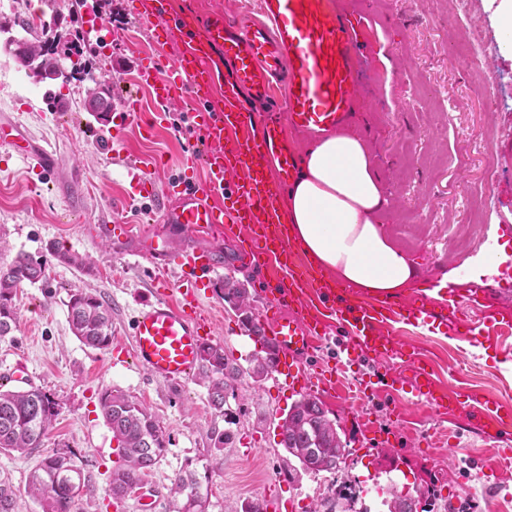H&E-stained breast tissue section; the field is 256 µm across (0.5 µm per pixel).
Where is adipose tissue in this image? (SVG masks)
Instances as JSON below:
<instances>
[{"label": "adipose tissue", "mask_w": 512, "mask_h": 512, "mask_svg": "<svg viewBox=\"0 0 512 512\" xmlns=\"http://www.w3.org/2000/svg\"><path fill=\"white\" fill-rule=\"evenodd\" d=\"M281 205L292 239L313 266L378 298L415 282L414 261L380 219L386 200L357 134L338 131L307 146Z\"/></svg>", "instance_id": "1"}]
</instances>
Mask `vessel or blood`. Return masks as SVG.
I'll list each match as a JSON object with an SVG mask.
<instances>
[{"label": "vessel or blood", "instance_id": "vessel-or-blood-1", "mask_svg": "<svg viewBox=\"0 0 512 512\" xmlns=\"http://www.w3.org/2000/svg\"><path fill=\"white\" fill-rule=\"evenodd\" d=\"M366 30L365 14L343 12L335 0H258L256 11L215 19L200 44L192 19L162 22L151 34L157 51L138 72L139 84L152 89L157 105L177 96L200 105L211 97L216 74L210 49H219L231 68L223 111L194 114L205 150L186 156L183 167H203L204 178L193 187L169 183L154 196L147 181L135 177L134 192L153 198L154 223L138 230L117 222L87 224L83 232L114 245L134 243V256L156 272L154 299L138 309L132 325L135 361L151 375L173 384L195 376L201 347L211 336L197 292L211 287L223 270L219 243L229 235L236 238L241 258L272 272L258 326L275 350L277 385L333 397L339 367L383 363L386 371L361 381L359 389L367 398L393 389L401 402L390 408L384 423L365 408L352 411L360 436L381 448L397 447L401 404L407 401L421 404L439 422L469 408L480 436L496 439L512 433L511 409L490 407L475 394L463 400L446 391L420 354L396 340L393 324L400 320L420 327L449 322L472 335L474 328L458 307L348 298L346 287L313 275L302 263L279 221V193L298 173L293 132L327 134L353 117L357 77L366 63L361 51ZM175 39L188 48L171 62L162 47ZM245 93L260 101L276 98L275 113L249 111L240 101ZM175 231L206 244L172 255L166 239ZM173 265L187 283L175 299L168 276ZM334 335L341 338L339 357L324 368H308V356Z\"/></svg>", "mask_w": 512, "mask_h": 512}]
</instances>
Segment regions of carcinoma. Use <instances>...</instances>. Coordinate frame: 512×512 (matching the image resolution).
I'll list each match as a JSON object with an SVG mask.
<instances>
[{
	"label": "carcinoma",
	"mask_w": 512,
	"mask_h": 512,
	"mask_svg": "<svg viewBox=\"0 0 512 512\" xmlns=\"http://www.w3.org/2000/svg\"><path fill=\"white\" fill-rule=\"evenodd\" d=\"M58 34L44 29L35 42L11 38L6 47L27 75L38 77L37 70L49 71L58 62ZM81 79L92 83L88 88L90 101L104 107L112 98L109 75H97L85 66L77 72ZM70 72L67 79L75 78ZM46 278V266L33 256L20 252L14 259L0 265V337L7 336L16 327L18 312L14 298L19 288L35 284ZM224 301L245 314L244 327L257 331L251 312L250 295L244 285L227 277L224 279ZM71 331L84 345L106 349L112 340V313L110 307L97 295L80 289L69 293L67 302ZM200 360L211 373L210 403L223 410L226 391L232 387L240 368L224 353L219 344L205 343ZM273 353L263 347V355L253 356L252 373L265 378L271 372ZM100 408L118 441L120 464L113 468L108 485L109 495L124 498L138 486L142 476L163 456L169 438L158 419L141 403L117 389L106 390L100 398ZM60 414L59 404L43 388L31 385L26 389H0V452L30 454L43 446L50 426ZM279 445L288 455L297 459L301 469L288 466L286 474L293 479L302 470L309 473L322 471L337 473L346 463L349 452L337 431L336 421L328 417L323 402L306 395L296 401L281 418ZM212 468L204 477L188 466L177 474L174 496L182 503L174 504L175 512H206L207 498L200 493L201 479H209ZM84 473L81 459L70 448H60L44 457L31 471L26 492L38 499L43 512H70L74 488H83ZM17 490L11 479L0 473V512H17Z\"/></svg>",
	"instance_id": "cac0c4a2"
}]
</instances>
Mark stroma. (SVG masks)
<instances>
[{
    "label": "stroma",
    "mask_w": 512,
    "mask_h": 512,
    "mask_svg": "<svg viewBox=\"0 0 512 512\" xmlns=\"http://www.w3.org/2000/svg\"><path fill=\"white\" fill-rule=\"evenodd\" d=\"M96 2L86 0L77 14L73 0H0L1 22L19 17L57 27L62 43L80 47L72 64L106 69L113 81L112 110L103 125L86 109L87 83L35 82L3 48L7 36L22 37V30L0 33V124L15 125L33 148L55 157L53 170L43 173L36 160L0 154V239L7 244L0 263L24 252L47 267L46 280L24 285L16 296L17 327L0 338V383L12 390L42 387L60 405L43 447L28 455L1 454L0 471L21 489L38 461L53 450L73 449L82 459L85 486L71 512H141L148 493L154 512H173L175 475L188 464L204 471L218 454L224 466L208 483L206 512H232L270 492L288 512H312L339 477L360 489L352 512H388L393 489L430 492L431 512H512V497L494 493L483 474L500 447L512 448V436L483 440L463 415L436 426L422 407L407 404L401 429L406 456L357 438L346 408L359 402L356 376L372 374L368 363L340 374L342 398L324 401L350 451L341 474L304 473L288 480L278 424L297 396L272 379L254 380L249 360L260 345L240 343V313L216 289L200 290L201 309L211 321L212 342L241 368L224 412L209 402L205 373L171 385L133 363L132 322L153 297V269L83 235L81 227L146 224L151 202L130 196L131 171L140 161L153 162L152 188L162 193L167 180L182 176L181 160L199 140L191 130L192 107L181 99L154 129L135 123L111 137V125L121 124L125 112L152 106L136 78L144 54L155 50L148 38L153 19L135 18L132 0H112V40L99 44L89 35L100 21ZM255 4L165 0L167 19L194 17L200 35L213 16ZM342 6L368 18L361 46L368 66L357 86L351 128L365 139L383 186L388 230L418 261L417 285L406 299L441 283L444 274L476 256L485 240L500 241L512 256V56L501 50L488 0H470L463 12L456 0H342ZM470 48L476 61L461 65L460 54ZM49 91L55 103L46 101ZM478 204L482 230L462 244L470 209ZM55 245L90 257L91 270L59 261L51 251ZM474 282L485 295L463 305V317L479 322L486 310H512V275L499 271ZM73 288L101 295L111 307L107 350L88 348L72 334L66 302ZM395 331L401 344L433 359L449 389L512 407V324L501 325L488 340H465L439 323L430 329L399 323ZM110 388L147 407L170 437L139 488L118 501L108 494L117 442L100 409V397Z\"/></svg>",
    "instance_id": "obj_1"
}]
</instances>
